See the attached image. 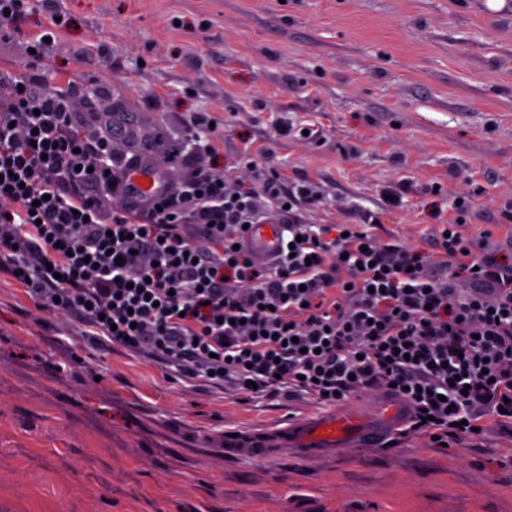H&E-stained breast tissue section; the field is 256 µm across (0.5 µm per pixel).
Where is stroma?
<instances>
[{
    "mask_svg": "<svg viewBox=\"0 0 512 512\" xmlns=\"http://www.w3.org/2000/svg\"><path fill=\"white\" fill-rule=\"evenodd\" d=\"M0 70L90 86L76 107L86 134H104L110 106L175 146L188 116L208 113L213 150L180 158L174 187L200 168L254 186L248 154L285 186L312 185L320 202L300 223L372 215L382 238L426 249L466 195L462 234L512 250L499 219L512 208V5L56 0L0 44ZM324 413L92 350L67 322L37 321L0 274V512H512V429L492 421L448 450L401 434L260 456L228 443Z\"/></svg>",
    "mask_w": 512,
    "mask_h": 512,
    "instance_id": "1",
    "label": "stroma"
}]
</instances>
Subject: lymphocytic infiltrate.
<instances>
[{"label":"lymphocytic infiltrate","instance_id":"lymphocytic-infiltrate-1","mask_svg":"<svg viewBox=\"0 0 512 512\" xmlns=\"http://www.w3.org/2000/svg\"><path fill=\"white\" fill-rule=\"evenodd\" d=\"M0 84L13 89L0 97V272L36 314L245 400L335 407L381 391L409 406L406 433L442 442L488 417L512 425V261L488 234H461L468 197L426 252L383 240L372 217L292 220L263 261L244 245L261 219L255 192L201 170L155 204L113 208L116 170L136 155L79 135L85 86L2 72ZM242 162L277 209L318 204L310 185L285 190L273 168Z\"/></svg>","mask_w":512,"mask_h":512}]
</instances>
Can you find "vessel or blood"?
<instances>
[{"mask_svg":"<svg viewBox=\"0 0 512 512\" xmlns=\"http://www.w3.org/2000/svg\"><path fill=\"white\" fill-rule=\"evenodd\" d=\"M159 169L150 160L127 169L123 177L133 201L153 199L159 187ZM282 228L277 224L254 225L247 242L258 257L271 258L281 245ZM407 408L392 398L377 400L373 406L360 409L345 406L329 416L297 419L276 431L269 445L281 448H377L386 444L392 432L405 420Z\"/></svg>","mask_w":512,"mask_h":512,"instance_id":"obj_1","label":"vessel or blood"}]
</instances>
